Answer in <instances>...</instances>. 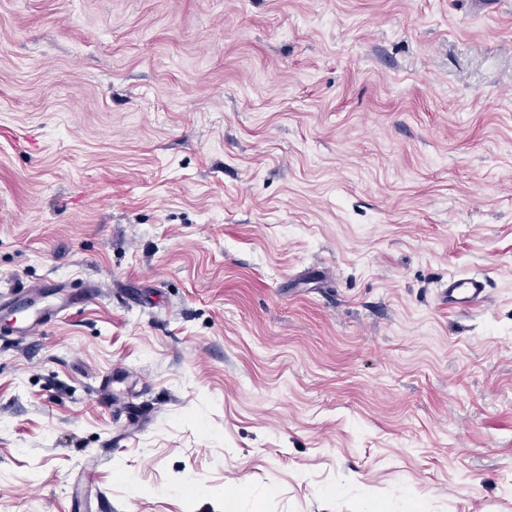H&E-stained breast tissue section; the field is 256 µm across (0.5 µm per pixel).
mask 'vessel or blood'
Returning <instances> with one entry per match:
<instances>
[{"label":"vessel or blood","mask_w":512,"mask_h":512,"mask_svg":"<svg viewBox=\"0 0 512 512\" xmlns=\"http://www.w3.org/2000/svg\"><path fill=\"white\" fill-rule=\"evenodd\" d=\"M486 282L477 276L448 278V303L458 308H469L484 298ZM71 296L54 291L52 284H32L16 288L5 308L4 317L17 335L34 336L48 322L60 318L73 305Z\"/></svg>","instance_id":"b4317fda"}]
</instances>
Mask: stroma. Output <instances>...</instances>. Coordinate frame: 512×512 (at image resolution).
Listing matches in <instances>:
<instances>
[{"instance_id":"1","label":"stroma","mask_w":512,"mask_h":512,"mask_svg":"<svg viewBox=\"0 0 512 512\" xmlns=\"http://www.w3.org/2000/svg\"><path fill=\"white\" fill-rule=\"evenodd\" d=\"M486 296L449 309V275ZM0 512H512V0H0ZM53 288H57V285L51 282L16 288L12 299L2 311H5V323L17 336L39 334L44 325L60 318L71 308L74 297L55 292Z\"/></svg>"}]
</instances>
